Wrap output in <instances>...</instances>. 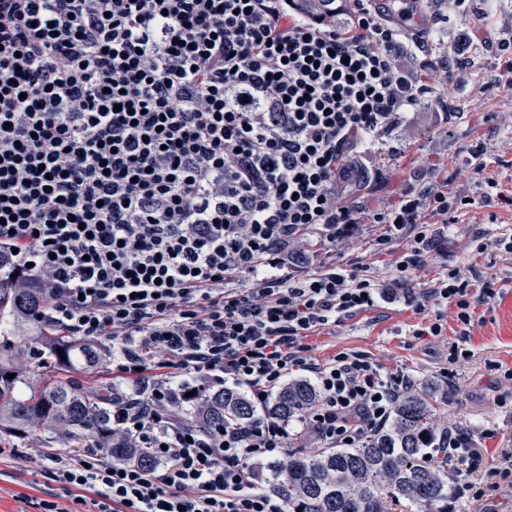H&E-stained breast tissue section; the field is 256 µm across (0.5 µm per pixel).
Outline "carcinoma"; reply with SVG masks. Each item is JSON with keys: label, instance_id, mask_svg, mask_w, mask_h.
I'll use <instances>...</instances> for the list:
<instances>
[{"label": "carcinoma", "instance_id": "carcinoma-1", "mask_svg": "<svg viewBox=\"0 0 512 512\" xmlns=\"http://www.w3.org/2000/svg\"><path fill=\"white\" fill-rule=\"evenodd\" d=\"M42 296L16 295L0 285V434L37 436L64 429L62 439L79 441L112 425V385L84 386L57 379L69 368L86 372L99 366L95 347L50 328L42 316ZM14 378H6L7 374ZM318 400L306 380L288 385L265 412L285 422L310 410ZM448 394L426 384L400 397L389 425L353 448L289 452L254 466L259 487L281 499L288 512H388L387 498L402 497L417 512H451L456 496L448 480V457L440 453L438 419ZM207 426L249 423L251 400L234 388L202 396ZM110 455L150 463L144 448L106 449Z\"/></svg>", "mask_w": 512, "mask_h": 512}]
</instances>
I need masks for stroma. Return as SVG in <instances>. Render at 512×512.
<instances>
[{
  "instance_id": "35a3bbf8",
  "label": "stroma",
  "mask_w": 512,
  "mask_h": 512,
  "mask_svg": "<svg viewBox=\"0 0 512 512\" xmlns=\"http://www.w3.org/2000/svg\"><path fill=\"white\" fill-rule=\"evenodd\" d=\"M479 14L476 30L480 43L467 59L461 76L432 85L430 101L448 103L447 121L434 113H419L415 122L399 132L401 151L381 157L385 178L373 194L361 195L362 203L374 208L387 206L393 190L408 180L424 175L427 158L444 160L448 190L462 196L474 195L480 178L496 179L512 195V72L497 51L502 32L512 26V0H474ZM468 17L454 13L443 0H432L420 14L419 28L431 32L430 47L435 55L452 52L458 31ZM487 149V165L475 174L470 162L471 145ZM387 231L383 224L355 225L349 237L332 247L310 242L307 272L334 263L350 268L366 266L381 284L396 275V264L407 252L408 238L376 249ZM512 231V208L499 202H478L457 212L439 225L426 262L408 286V300L382 301L373 310L314 333L308 337L313 359L329 362L342 352L361 354L384 371L406 372L416 383L444 384L448 405L442 419L450 430L480 435L491 430L485 442L482 470L495 465L496 453L512 448V380L502 371L512 368V254L496 249L492 241ZM457 268L481 286L484 279L495 283L496 296L477 306L466 347L471 356L456 366L448 364V347L458 341L460 328L451 306H419V286L448 269ZM441 318L442 336L419 340L416 329ZM452 367L443 376V367ZM61 488L44 475L40 464L20 457L0 460V512H37L32 499L60 494Z\"/></svg>"
}]
</instances>
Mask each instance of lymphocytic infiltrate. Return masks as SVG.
Segmentation results:
<instances>
[{"instance_id":"lymphocytic-infiltrate-1","label":"lymphocytic infiltrate","mask_w":512,"mask_h":512,"mask_svg":"<svg viewBox=\"0 0 512 512\" xmlns=\"http://www.w3.org/2000/svg\"><path fill=\"white\" fill-rule=\"evenodd\" d=\"M419 3L0 0V280L43 289L49 324L100 343L126 382L87 448L30 446L69 497L39 512H286L251 475L289 447L286 422L186 417L227 382L262 406L308 373L319 400L301 431L328 448L390 420L409 375L346 352L316 362L306 339L394 293L358 267L303 273V243L410 232L405 281L432 219L472 203L436 159L385 208L357 200L450 70L408 63ZM495 295L457 269L420 291L465 328ZM115 442L151 465L109 457Z\"/></svg>"}]
</instances>
